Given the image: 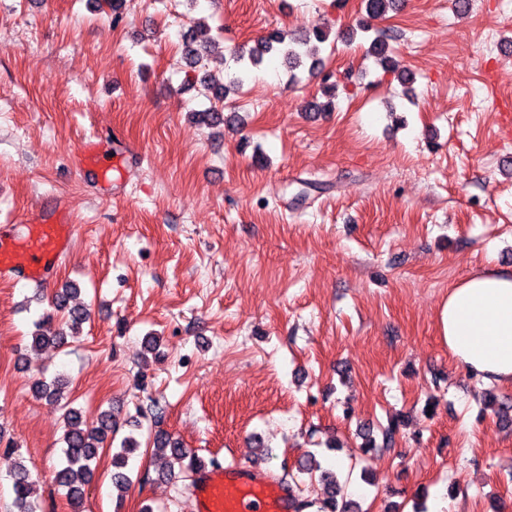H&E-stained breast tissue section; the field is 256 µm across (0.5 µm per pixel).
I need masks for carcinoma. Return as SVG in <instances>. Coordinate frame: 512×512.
Returning <instances> with one entry per match:
<instances>
[{"label":"carcinoma","instance_id":"carcinoma-1","mask_svg":"<svg viewBox=\"0 0 512 512\" xmlns=\"http://www.w3.org/2000/svg\"><path fill=\"white\" fill-rule=\"evenodd\" d=\"M400 2L401 0H365V10L369 18H378L397 10ZM329 35V30L324 27H316L290 38L274 31L256 40L249 48L241 46L233 50L232 57L238 65V70L229 77V85L213 84L205 76L200 78V81L206 84L213 98L220 102L227 97L228 87L241 86L251 68L259 66L267 56H277L288 66L291 81L296 82L299 80L297 70L306 69L313 74L323 68L320 45L327 42ZM387 41L386 36L378 34L372 38L370 47L381 69L390 72L395 70V64L388 55ZM185 54L191 64L200 65L205 59V42L199 43L194 37L187 39ZM77 292L78 289L67 284L55 293L51 300L52 311L44 313L35 323V330L31 333L32 349L38 350L47 346L60 348L67 344L68 339L80 337L82 326L89 320L90 314L85 307L72 304ZM68 386L69 382L60 375L49 380L42 377L34 383L33 391L36 397L63 410V461L53 472V482L65 491L71 506L78 509L83 504L85 486L94 474L107 440L115 439L119 421L110 410H104L95 419L88 420L82 410L72 406L67 393ZM152 447L154 456L167 460L169 476L177 471H195L203 464L202 460L163 431L154 434ZM139 448V442L125 437L120 442V448L112 455L111 484L120 498L130 484L126 469ZM13 454L11 445H6L3 457L7 461L15 512H40L38 499L33 495L30 471L23 461L13 457ZM316 472L320 473V478L328 491L317 512H361L356 502L338 499L341 495V486L335 472L321 469L320 463L313 456L299 465L301 474L311 476Z\"/></svg>","mask_w":512,"mask_h":512}]
</instances>
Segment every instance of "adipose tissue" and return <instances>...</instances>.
<instances>
[{
	"label": "adipose tissue",
	"mask_w": 512,
	"mask_h": 512,
	"mask_svg": "<svg viewBox=\"0 0 512 512\" xmlns=\"http://www.w3.org/2000/svg\"><path fill=\"white\" fill-rule=\"evenodd\" d=\"M442 317L459 368L486 381L512 383V271L486 270L454 285Z\"/></svg>",
	"instance_id": "adipose-tissue-1"
}]
</instances>
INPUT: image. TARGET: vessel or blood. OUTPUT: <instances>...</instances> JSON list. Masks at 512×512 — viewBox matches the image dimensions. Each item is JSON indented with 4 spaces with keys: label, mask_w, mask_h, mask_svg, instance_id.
<instances>
[{
    "label": "vessel or blood",
    "mask_w": 512,
    "mask_h": 512,
    "mask_svg": "<svg viewBox=\"0 0 512 512\" xmlns=\"http://www.w3.org/2000/svg\"><path fill=\"white\" fill-rule=\"evenodd\" d=\"M82 155L104 179L126 168L123 156L101 154L89 142L83 144ZM70 241V225L44 219L28 225L25 235L7 243L0 241V274L18 280H43ZM293 498L290 485L237 464L201 471L195 489L196 512H291Z\"/></svg>",
    "instance_id": "1"
}]
</instances>
